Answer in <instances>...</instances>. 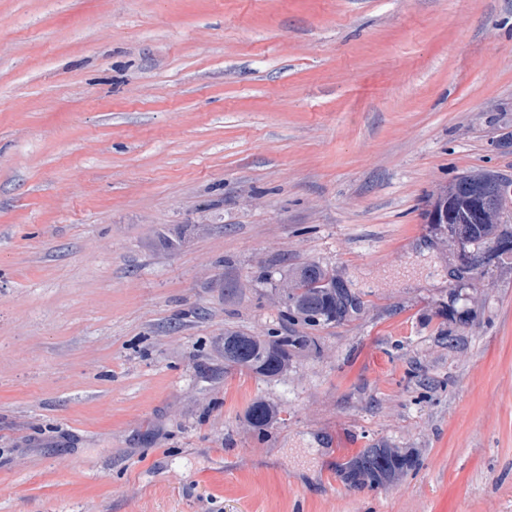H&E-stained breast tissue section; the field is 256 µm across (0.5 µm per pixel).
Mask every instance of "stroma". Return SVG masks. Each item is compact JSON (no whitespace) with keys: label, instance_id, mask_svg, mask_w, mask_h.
Returning <instances> with one entry per match:
<instances>
[{"label":"stroma","instance_id":"stroma-1","mask_svg":"<svg viewBox=\"0 0 512 512\" xmlns=\"http://www.w3.org/2000/svg\"><path fill=\"white\" fill-rule=\"evenodd\" d=\"M474 170L512 0H0V512H512V253L427 220ZM228 330L302 342L260 378ZM378 445L416 468L350 488ZM280 288L284 304L305 322L336 321L345 313L334 278L319 264L306 265L294 278H285ZM276 414L272 404L264 399L255 400L247 411V422L252 428L264 429L268 427Z\"/></svg>","mask_w":512,"mask_h":512}]
</instances>
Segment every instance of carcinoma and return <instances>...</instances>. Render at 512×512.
I'll return each instance as SVG.
<instances>
[{
    "label": "carcinoma",
    "mask_w": 512,
    "mask_h": 512,
    "mask_svg": "<svg viewBox=\"0 0 512 512\" xmlns=\"http://www.w3.org/2000/svg\"><path fill=\"white\" fill-rule=\"evenodd\" d=\"M498 175L483 171L457 177L436 194L432 207L451 212L450 222L436 224L452 243L463 239L474 252L473 259L483 266L512 251L501 242L512 233L501 228L500 212L488 210L476 216L471 212V197L495 183ZM281 297L288 309L303 321L331 322L345 313L334 278L316 263L303 267L293 278L282 281ZM291 336H251L241 332L224 334V369H246L253 374L272 378L288 369V348L295 346ZM276 414L272 404L255 400L247 411V422L255 429L269 426ZM416 467V458L400 448H365L351 462L344 480L354 489L385 487Z\"/></svg>",
    "instance_id": "1"
}]
</instances>
